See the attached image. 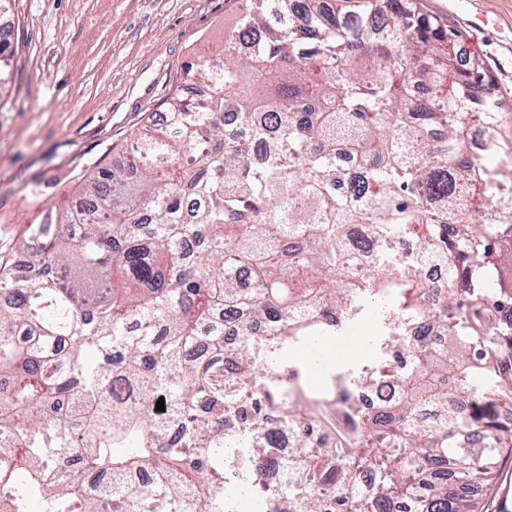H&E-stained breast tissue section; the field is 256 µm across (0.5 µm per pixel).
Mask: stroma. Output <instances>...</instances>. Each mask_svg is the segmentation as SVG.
<instances>
[{
	"label": "stroma",
	"mask_w": 512,
	"mask_h": 512,
	"mask_svg": "<svg viewBox=\"0 0 512 512\" xmlns=\"http://www.w3.org/2000/svg\"><path fill=\"white\" fill-rule=\"evenodd\" d=\"M497 85L512 138V0H422ZM238 0H16L13 83L0 96V254L37 213L68 208L94 166L160 120L190 62L217 57ZM41 181L43 195L29 193Z\"/></svg>",
	"instance_id": "1"
}]
</instances>
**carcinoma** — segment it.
Returning <instances> with one entry per match:
<instances>
[{"label": "carcinoma", "instance_id": "carcinoma-1", "mask_svg": "<svg viewBox=\"0 0 512 512\" xmlns=\"http://www.w3.org/2000/svg\"><path fill=\"white\" fill-rule=\"evenodd\" d=\"M415 2L246 0L221 57L195 65L205 101L179 88L126 162L86 177L89 206L26 226L15 252L27 268L0 259V512H229L231 489L264 486L258 457L285 473L270 512H483L471 490L512 448L498 416L512 404V267L492 261L512 255V141L479 58ZM15 53L0 23V93ZM473 112L487 131L476 168L460 157ZM343 117L377 187L360 202L337 189ZM351 224L381 242L368 278L347 274ZM409 234L448 269L433 310L417 264L397 259ZM226 254L258 287H238ZM369 310L377 363L307 389L286 355ZM423 319L442 345L388 368L384 351L412 346ZM228 325L243 339L230 354ZM390 379L397 395L378 413H326L336 390ZM256 389L281 405L286 458L261 435ZM160 397L165 411L145 417L140 399Z\"/></svg>", "mask_w": 512, "mask_h": 512}]
</instances>
